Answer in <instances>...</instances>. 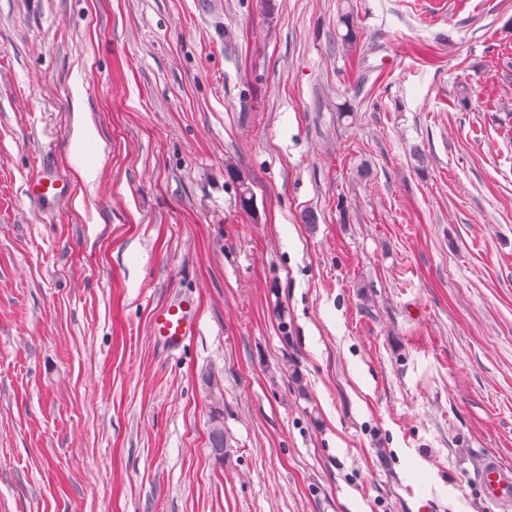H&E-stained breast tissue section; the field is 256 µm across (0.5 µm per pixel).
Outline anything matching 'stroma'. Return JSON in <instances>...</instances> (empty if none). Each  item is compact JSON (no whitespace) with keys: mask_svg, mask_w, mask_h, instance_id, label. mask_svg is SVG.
I'll return each instance as SVG.
<instances>
[{"mask_svg":"<svg viewBox=\"0 0 512 512\" xmlns=\"http://www.w3.org/2000/svg\"><path fill=\"white\" fill-rule=\"evenodd\" d=\"M353 2L0 0V512H496L512 0ZM57 179H51L42 175H36L29 180L28 190L33 201L38 203L49 202L56 198L62 191H59ZM185 301H171L159 308L153 315L154 336H160L169 347H177L189 336H194L196 325L191 321ZM210 449L218 460L224 459V413L220 407H214L210 416ZM482 497L498 509L512 507V470L494 455L487 457L477 478Z\"/></svg>","mask_w":512,"mask_h":512,"instance_id":"1","label":"stroma"}]
</instances>
